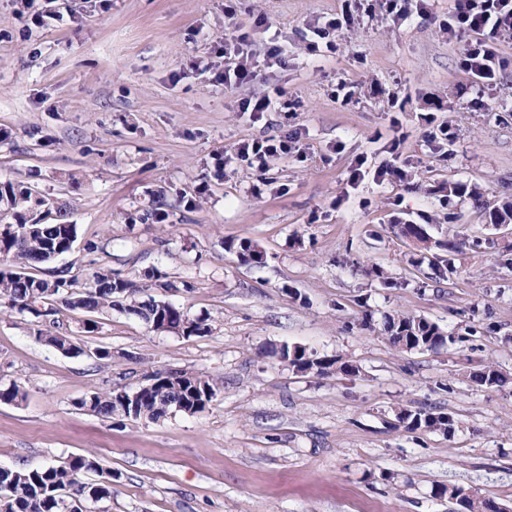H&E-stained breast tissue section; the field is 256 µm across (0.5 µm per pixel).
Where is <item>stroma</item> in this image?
<instances>
[{
  "label": "stroma",
  "instance_id": "stroma-1",
  "mask_svg": "<svg viewBox=\"0 0 512 512\" xmlns=\"http://www.w3.org/2000/svg\"><path fill=\"white\" fill-rule=\"evenodd\" d=\"M340 5L35 0L59 15L41 27L25 0H0V185L31 187L77 227L72 250L34 276L62 271L81 284L105 266L138 286L134 299L170 302L211 327L156 332L124 298L90 316L63 311L62 332L81 348L65 354L38 341L42 319L0 314V387L26 392L0 403V466L95 458L112 471V495L88 512H465L448 487L512 512V223L489 218L512 201V41L485 106H474L458 68L464 40L438 25L454 0H433L431 20L399 28L375 13L344 31L336 53L309 55L305 26ZM228 9L257 52L268 41L261 15L288 49L284 66L259 67L231 93L217 79ZM200 57L213 71L195 70ZM342 82L365 90L341 104ZM269 87L293 111L241 112V98ZM395 96L404 111H392ZM428 99L455 133L444 155L424 140ZM395 124L408 135L399 161L411 179L349 187L356 156L388 160ZM293 129L303 156L217 169L241 140ZM448 183L482 193L446 204L437 188ZM410 223L426 225L428 242L402 235ZM244 240L263 262L241 256ZM453 245L456 271L438 276L430 261ZM159 274L171 288L156 287ZM396 313L434 323L451 344L396 350L382 330ZM284 344L358 371L295 373L275 353ZM101 347L111 359L95 357ZM487 365L505 385L472 382ZM157 370L203 375L216 395L201 413L158 421L79 405ZM405 409L452 412L455 432L406 429Z\"/></svg>",
  "mask_w": 512,
  "mask_h": 512
}]
</instances>
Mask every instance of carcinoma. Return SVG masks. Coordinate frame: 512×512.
<instances>
[{
  "label": "carcinoma",
  "mask_w": 512,
  "mask_h": 512,
  "mask_svg": "<svg viewBox=\"0 0 512 512\" xmlns=\"http://www.w3.org/2000/svg\"><path fill=\"white\" fill-rule=\"evenodd\" d=\"M0 203L24 221L25 237L16 238V225L0 224V258L15 270H0V310L3 312H28L35 317L50 318L61 308L69 310L100 311L112 307L115 299L136 292L135 285L112 276L108 269L95 270L79 292L71 291L72 280L58 276L54 280L35 277L25 269L50 261L52 255L71 251L77 237V226L67 222L48 221L51 210L46 200L33 196L28 188L16 189L6 183L0 189ZM148 326L157 332L176 330L190 336H204L209 324L204 318H191L183 310L161 300L152 299L132 306ZM388 338L405 341L406 351L446 344L439 328L429 321L410 315L389 316L383 323ZM37 339L65 353L77 352L80 347L69 337L54 334L51 330H38ZM298 372L328 377L337 372L356 373L358 368L338 356H317L314 353L296 358ZM150 388L135 400L134 415L137 419L156 421L161 409L182 405L190 414L203 411L215 396L214 386L205 377L188 371H155L147 375ZM129 391L95 392L79 402V406L110 418L123 414L124 401ZM402 422L409 430L425 429L451 435L455 419L449 413L406 411ZM104 473L106 469L94 458L75 456L64 466L48 465L40 469L25 470L0 467V492L15 502L14 512H66L65 503L81 492L80 499L99 502L112 495V487L102 481L83 482L80 474ZM452 498L464 502L468 512H487L488 499H472L457 488L448 490Z\"/></svg>",
  "instance_id": "cac0c4a2"
}]
</instances>
